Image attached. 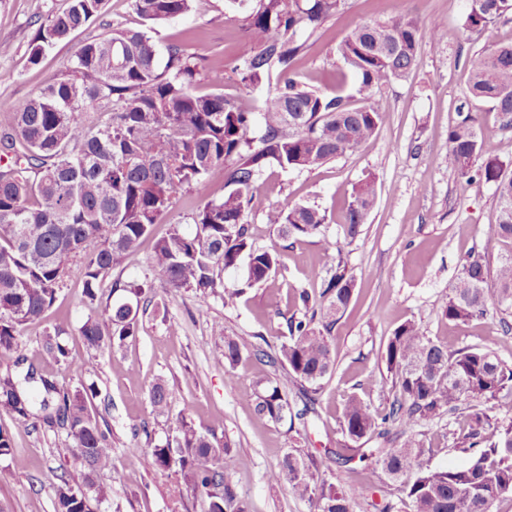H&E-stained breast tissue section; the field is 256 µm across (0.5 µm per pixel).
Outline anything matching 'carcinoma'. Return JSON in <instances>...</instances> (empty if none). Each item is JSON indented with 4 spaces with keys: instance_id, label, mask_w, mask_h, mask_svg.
Returning a JSON list of instances; mask_svg holds the SVG:
<instances>
[{
    "instance_id": "cac0c4a2",
    "label": "carcinoma",
    "mask_w": 512,
    "mask_h": 512,
    "mask_svg": "<svg viewBox=\"0 0 512 512\" xmlns=\"http://www.w3.org/2000/svg\"><path fill=\"white\" fill-rule=\"evenodd\" d=\"M243 11V39L236 75L255 86L276 72L279 81L261 112H249L222 93L198 95L197 58L174 44L158 66L156 45L142 31L109 29L77 47L69 66L44 87L20 102L0 103V355L18 352L21 327L41 319L55 304L69 266H84L83 295L90 314L78 330L91 350L120 346L137 334V311L128 302H102V285L113 269L135 254L182 195L202 190L212 173L224 170L228 192L206 201L193 215V228L171 224L155 239L143 277L112 281L110 293L122 292L136 302H149L151 274L163 287L191 289L203 297L216 295L232 306L244 290L263 283L279 270V256L254 248L245 210L256 178L270 163L283 169L312 170L337 157L359 151L385 123V111L367 100L376 90L404 77L421 43L430 36L413 16L365 23L350 30L336 52L350 75L362 104L336 89L327 95L298 81L296 60L303 54L302 35L313 34L345 0H233ZM105 0H70L66 11L46 18L31 45L36 65L46 48L68 39L100 17ZM145 21L159 22L188 11L203 12L204 0H131ZM512 0H469L465 25L485 26L506 13ZM468 93L488 100L504 127L512 128V43L480 56L472 65ZM448 129V168L470 178L475 162L480 175L495 185L498 218L489 225L503 253L492 265L480 253L466 258L462 272L440 306L442 316L467 322L497 305L503 328L512 330V173L490 140L479 135L477 116L459 113ZM376 197L375 179L367 175L352 194L341 224L345 239L355 240L367 223ZM288 237L321 232L325 215L312 206L288 204L268 213ZM248 259V276L238 288H225L221 273ZM223 292H218V289ZM355 280L337 268L325 281L319 310L288 318L289 339L277 352L256 348L259 362L281 368L313 394L333 372L335 356L326 335L352 302ZM320 319L322 328L313 326ZM222 339L216 360L229 373L243 356L240 342ZM54 325L43 332L42 350L61 375L81 377L87 370L73 362L63 335ZM385 361L391 373L393 401L383 416L359 397L343 403V431L354 443L383 439L387 424L407 439L399 448H370L360 460H371L394 484L410 512H491L496 500L512 494V367L478 348L448 347L426 336L413 321L389 337ZM38 384L41 414L32 411L33 397L22 383ZM24 382L0 376V412L13 422L38 429L65 431L77 449L82 480L58 476L54 512H90L111 490L99 480L112 467V442L102 428L94 400L95 383L70 392L28 368ZM254 411L282 423L306 414L293 412L284 383L278 378L256 382ZM164 381L150 390L153 406L168 407ZM493 400L488 414L482 403ZM466 407L469 432L483 449L467 466L437 469L424 464L431 452L422 422ZM154 468L175 476L178 493L202 492L208 512H250L233 481L237 455L230 440L199 431L187 416L178 417L176 434L148 449ZM320 463L302 448L286 453L270 480L315 501L316 512H354L357 491L323 480L315 482Z\"/></svg>"
}]
</instances>
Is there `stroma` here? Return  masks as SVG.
<instances>
[{"label": "stroma", "mask_w": 512, "mask_h": 512, "mask_svg": "<svg viewBox=\"0 0 512 512\" xmlns=\"http://www.w3.org/2000/svg\"><path fill=\"white\" fill-rule=\"evenodd\" d=\"M68 0H0V101H20L36 92L68 65L77 46L101 34L99 23L76 32L69 40L48 49L39 64L29 61L30 44L39 24L66 7ZM467 0H346L340 14L311 37L296 63L300 80L332 94L336 91V55L339 40L353 27L410 15L426 25L439 26L441 44L423 42L409 73L378 90L373 102L384 109L386 122L358 152L336 158L314 170L266 166L245 219L256 248L276 251L281 268L271 280L257 284L233 306L191 290L158 288L138 333L120 347L87 350L78 329L90 312L82 293V264L70 265L58 300L46 316L23 326L18 352L24 365L0 357V373L12 370L24 376L28 367L51 375L55 365L45 359L41 339L45 327L64 324L73 361L86 364L85 378L62 376L61 388L74 390L81 381L96 382L97 411L109 426L113 465L101 475L112 488L109 501L96 512H171L181 498L180 512H206L202 496L179 493L173 478L156 470L150 460L130 465L132 451H146L175 428L179 413H186L202 432L233 440L237 450L234 480L251 512H314L308 498L288 486L271 483L269 473L291 449L302 448L321 459L324 479L344 488L364 487L355 512H375L377 503L390 500V482L379 479L370 462L356 458L357 445L342 431V404L360 397L379 414L388 412L393 399L384 352L393 331L416 322L426 336L452 348L473 347L494 353L512 366V331L504 332L501 314L489 308L485 317L465 323L444 319L440 305L473 251L487 252L496 261L500 248L488 236L495 223L494 184L480 179L465 182L448 167V129L459 113L478 116L480 132L497 145L499 159L512 171V128L502 127L491 103L470 101L468 74L473 61L499 45L512 42V14L475 29H464ZM103 18L116 28L145 31L158 49L179 42L204 60L207 72L195 86L200 94L223 92L251 112H260L274 82L246 86L237 81L236 50L243 36L241 14L231 0H212L206 15L188 12L173 19L149 23L133 10L130 0H106ZM374 174L377 195L363 232L355 241L344 239L340 224L352 192L365 174ZM224 174L215 171L202 192L176 200L166 220L154 225L159 237L169 225L187 224L206 200L222 198ZM288 201L318 208L326 216L320 234L285 238L266 221L267 211ZM345 265L356 281L355 296L329 336L336 355L335 368L315 395L313 410H305L300 385L288 382L295 409L302 416L293 424H275L258 416L252 396L259 377H278L282 371L243 358L225 373L215 361L220 343L212 325L220 322L226 334L246 348L263 345L274 351L289 336L288 319L303 314L299 299L307 292L319 301L321 279L309 277L321 269L323 277ZM164 380L171 393L168 413H159L149 392ZM8 426L13 453L0 460L10 472L0 483V512H53L59 474L80 480L77 455L59 429L32 430ZM431 452V467L466 466L477 448L463 437L468 426L461 413H444L421 427ZM346 462L336 461V454Z\"/></svg>", "instance_id": "1"}]
</instances>
